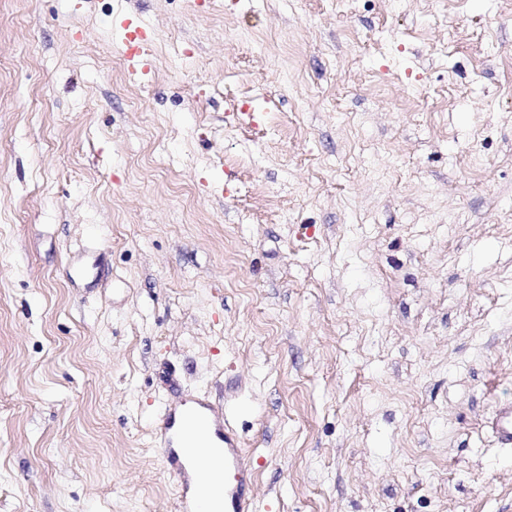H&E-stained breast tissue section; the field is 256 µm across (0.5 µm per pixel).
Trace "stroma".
I'll return each mask as SVG.
<instances>
[{"mask_svg":"<svg viewBox=\"0 0 512 512\" xmlns=\"http://www.w3.org/2000/svg\"><path fill=\"white\" fill-rule=\"evenodd\" d=\"M181 395L255 512H512V0H0V512H175ZM122 51L132 73L139 76L151 55V40L144 27L128 30L122 40ZM493 428L503 446H512V404H504L497 408Z\"/></svg>","mask_w":512,"mask_h":512,"instance_id":"35a3bbf8","label":"stroma"}]
</instances>
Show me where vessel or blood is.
Listing matches in <instances>:
<instances>
[{"mask_svg": "<svg viewBox=\"0 0 512 512\" xmlns=\"http://www.w3.org/2000/svg\"><path fill=\"white\" fill-rule=\"evenodd\" d=\"M122 51L133 74H141L151 55L145 28L125 33ZM493 428L504 446H512V404L497 408ZM160 459L181 494L179 512H253L254 468L223 406L195 399L164 403L156 422ZM222 469V483L191 492L195 474Z\"/></svg>", "mask_w": 512, "mask_h": 512, "instance_id": "b4317fda", "label": "vessel or blood"}]
</instances>
